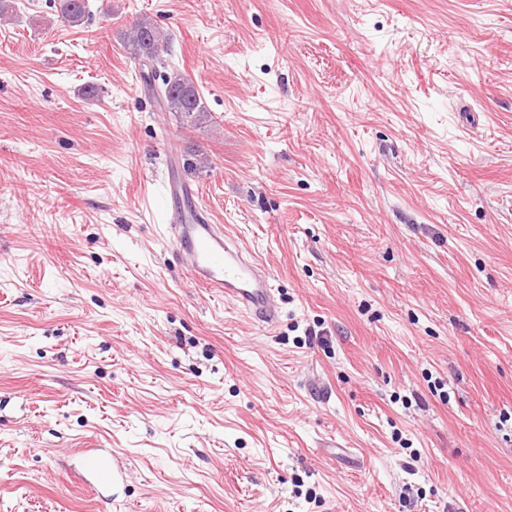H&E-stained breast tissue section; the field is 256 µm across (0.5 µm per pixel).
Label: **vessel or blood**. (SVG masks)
I'll return each mask as SVG.
<instances>
[{
  "instance_id": "obj_1",
  "label": "vessel or blood",
  "mask_w": 512,
  "mask_h": 512,
  "mask_svg": "<svg viewBox=\"0 0 512 512\" xmlns=\"http://www.w3.org/2000/svg\"><path fill=\"white\" fill-rule=\"evenodd\" d=\"M168 193L180 208L174 212L167 233L180 265L190 273L194 284L218 291L225 302L242 310L259 327L276 326L280 312L269 269L240 239L192 205L189 184L169 179ZM75 476L89 486H109L116 472L103 455L89 450L83 453Z\"/></svg>"
}]
</instances>
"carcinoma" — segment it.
<instances>
[{
    "mask_svg": "<svg viewBox=\"0 0 512 512\" xmlns=\"http://www.w3.org/2000/svg\"><path fill=\"white\" fill-rule=\"evenodd\" d=\"M87 0H54L58 17L71 26L84 23ZM171 37L148 19L135 23L123 34L126 52L141 67V76L162 111L172 113L180 127L196 128L211 120L193 83L179 70L159 71L156 65L169 51Z\"/></svg>",
    "mask_w": 512,
    "mask_h": 512,
    "instance_id": "1",
    "label": "carcinoma"
}]
</instances>
